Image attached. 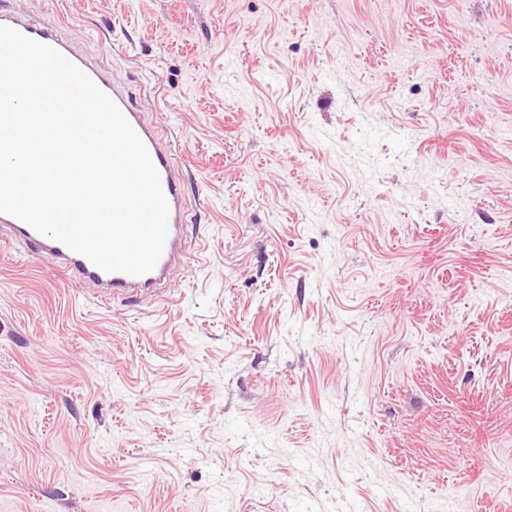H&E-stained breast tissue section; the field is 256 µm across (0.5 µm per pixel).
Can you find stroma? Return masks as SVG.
Instances as JSON below:
<instances>
[{
	"label": "stroma",
	"instance_id": "35a3bbf8",
	"mask_svg": "<svg viewBox=\"0 0 512 512\" xmlns=\"http://www.w3.org/2000/svg\"><path fill=\"white\" fill-rule=\"evenodd\" d=\"M168 126L191 260L0 239V512H512V0H15Z\"/></svg>",
	"mask_w": 512,
	"mask_h": 512
}]
</instances>
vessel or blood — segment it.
<instances>
[{
    "mask_svg": "<svg viewBox=\"0 0 512 512\" xmlns=\"http://www.w3.org/2000/svg\"><path fill=\"white\" fill-rule=\"evenodd\" d=\"M0 25L12 27L30 39L55 48L115 101L146 146L159 172L169 207L168 236L162 255L152 271L140 276L105 272L83 255L43 236L7 214L0 213V232L22 241L31 251L44 256L76 284L94 286L97 301L109 303L119 298L135 299L142 295H156L170 271L183 262L187 253L184 235L187 200L174 175L176 151L165 126L156 117L142 112L134 103L130 89L111 78L103 64L78 51L62 36L58 27L30 19L18 9L6 8L3 0H0Z\"/></svg>",
    "mask_w": 512,
    "mask_h": 512,
    "instance_id": "b4317fda",
    "label": "vessel or blood"
}]
</instances>
